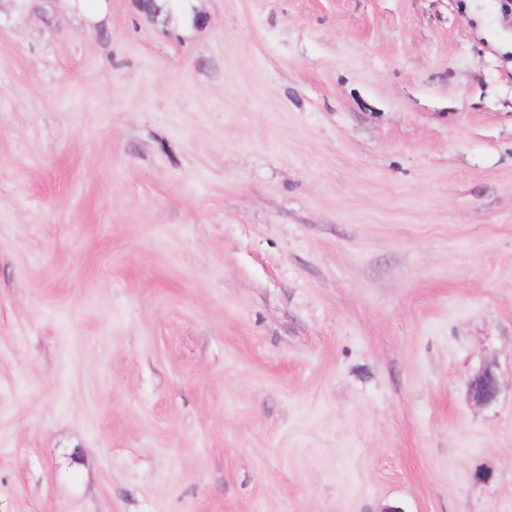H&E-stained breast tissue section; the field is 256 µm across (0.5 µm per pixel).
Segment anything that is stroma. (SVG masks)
<instances>
[{
    "instance_id": "obj_1",
    "label": "stroma",
    "mask_w": 512,
    "mask_h": 512,
    "mask_svg": "<svg viewBox=\"0 0 512 512\" xmlns=\"http://www.w3.org/2000/svg\"><path fill=\"white\" fill-rule=\"evenodd\" d=\"M171 2L0 0V512H512L500 0ZM501 392V383L496 368L485 366L469 382L471 400L477 405H488L497 399Z\"/></svg>"
}]
</instances>
